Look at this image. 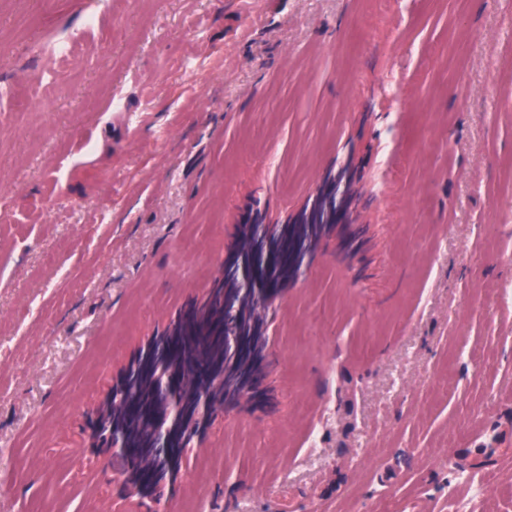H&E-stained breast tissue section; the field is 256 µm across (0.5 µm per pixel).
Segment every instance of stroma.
I'll return each mask as SVG.
<instances>
[{
    "instance_id": "stroma-1",
    "label": "stroma",
    "mask_w": 512,
    "mask_h": 512,
    "mask_svg": "<svg viewBox=\"0 0 512 512\" xmlns=\"http://www.w3.org/2000/svg\"><path fill=\"white\" fill-rule=\"evenodd\" d=\"M90 2L0 0V512H144L83 410L246 208L343 166L358 251L320 236L266 403L216 421L169 512H512V456L469 454L512 422V0Z\"/></svg>"
}]
</instances>
